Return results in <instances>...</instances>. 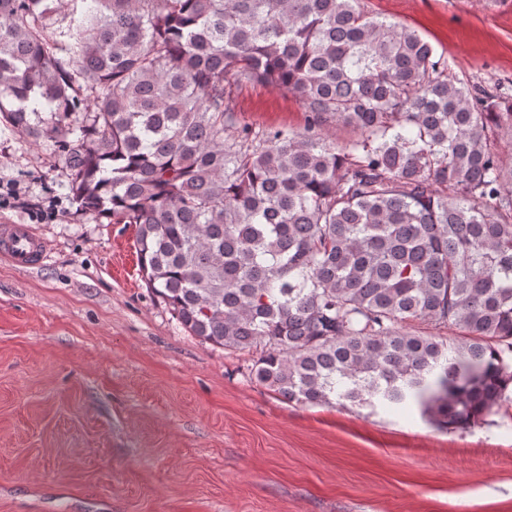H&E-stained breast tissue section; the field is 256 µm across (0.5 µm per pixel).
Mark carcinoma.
<instances>
[{
	"label": "carcinoma",
	"instance_id": "cac0c4a2",
	"mask_svg": "<svg viewBox=\"0 0 512 512\" xmlns=\"http://www.w3.org/2000/svg\"><path fill=\"white\" fill-rule=\"evenodd\" d=\"M268 82L304 131L238 123L232 87ZM0 123L52 146L80 211L138 225L150 291L260 350L282 400L414 402L448 431L508 402L512 94L416 30L360 0H0Z\"/></svg>",
	"mask_w": 512,
	"mask_h": 512
}]
</instances>
